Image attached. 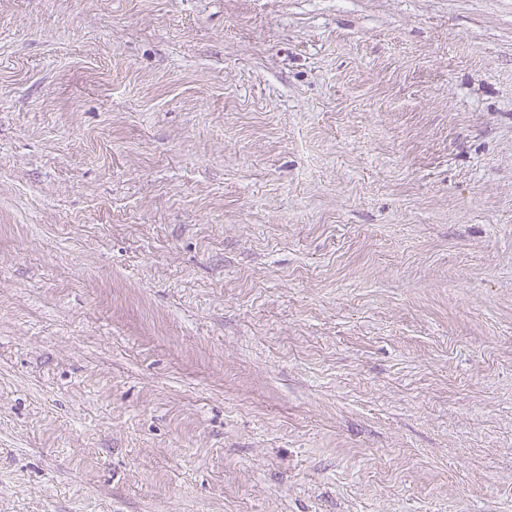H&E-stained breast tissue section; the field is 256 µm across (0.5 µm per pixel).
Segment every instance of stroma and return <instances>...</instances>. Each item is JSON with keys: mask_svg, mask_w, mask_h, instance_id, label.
<instances>
[{"mask_svg": "<svg viewBox=\"0 0 512 512\" xmlns=\"http://www.w3.org/2000/svg\"><path fill=\"white\" fill-rule=\"evenodd\" d=\"M0 512H512V0H0Z\"/></svg>", "mask_w": 512, "mask_h": 512, "instance_id": "35a3bbf8", "label": "stroma"}]
</instances>
